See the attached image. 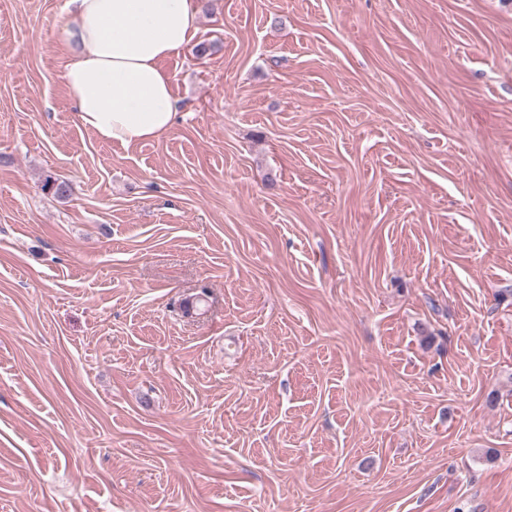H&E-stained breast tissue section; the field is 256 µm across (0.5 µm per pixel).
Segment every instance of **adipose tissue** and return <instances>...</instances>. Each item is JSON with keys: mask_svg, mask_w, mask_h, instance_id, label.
<instances>
[{"mask_svg": "<svg viewBox=\"0 0 512 512\" xmlns=\"http://www.w3.org/2000/svg\"><path fill=\"white\" fill-rule=\"evenodd\" d=\"M63 80L79 124L105 143L158 139L177 99L164 59L198 30L192 0H66Z\"/></svg>", "mask_w": 512, "mask_h": 512, "instance_id": "ef3b65f1", "label": "adipose tissue"}]
</instances>
